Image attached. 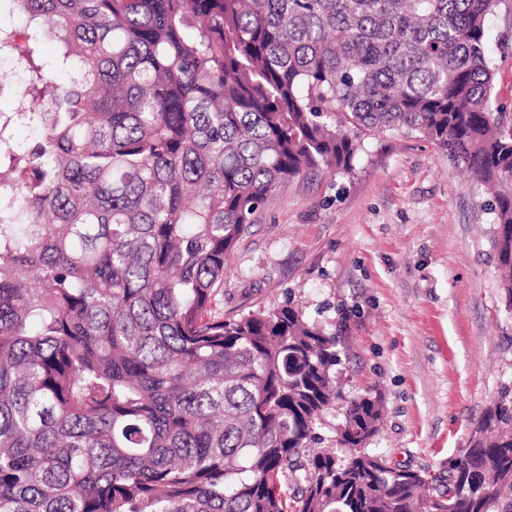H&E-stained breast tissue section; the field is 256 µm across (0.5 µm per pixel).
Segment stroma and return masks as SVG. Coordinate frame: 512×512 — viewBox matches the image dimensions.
Listing matches in <instances>:
<instances>
[{
    "label": "stroma",
    "mask_w": 512,
    "mask_h": 512,
    "mask_svg": "<svg viewBox=\"0 0 512 512\" xmlns=\"http://www.w3.org/2000/svg\"><path fill=\"white\" fill-rule=\"evenodd\" d=\"M488 31L512 105V9ZM487 200L433 144L368 136L352 173L303 174L260 207L228 263L224 314L301 306L339 338L346 397L381 394L371 448L447 474L512 380Z\"/></svg>",
    "instance_id": "stroma-1"
}]
</instances>
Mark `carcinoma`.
<instances>
[{"label":"carcinoma","mask_w":512,"mask_h":512,"mask_svg":"<svg viewBox=\"0 0 512 512\" xmlns=\"http://www.w3.org/2000/svg\"><path fill=\"white\" fill-rule=\"evenodd\" d=\"M505 0H0V512H512V381L448 476L368 447L336 334L287 303L224 318L267 197L406 133L487 187L512 324V113L486 23ZM58 44L42 54L47 39Z\"/></svg>","instance_id":"carcinoma-1"}]
</instances>
